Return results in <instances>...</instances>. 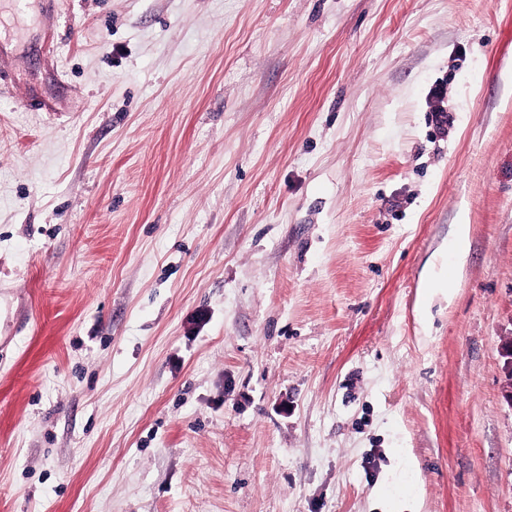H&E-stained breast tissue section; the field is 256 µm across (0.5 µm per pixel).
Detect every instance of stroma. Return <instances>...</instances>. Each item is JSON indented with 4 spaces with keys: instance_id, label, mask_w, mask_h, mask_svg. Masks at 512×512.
I'll use <instances>...</instances> for the list:
<instances>
[{
    "instance_id": "stroma-1",
    "label": "stroma",
    "mask_w": 512,
    "mask_h": 512,
    "mask_svg": "<svg viewBox=\"0 0 512 512\" xmlns=\"http://www.w3.org/2000/svg\"><path fill=\"white\" fill-rule=\"evenodd\" d=\"M3 66L0 512H512V0H0Z\"/></svg>"
}]
</instances>
